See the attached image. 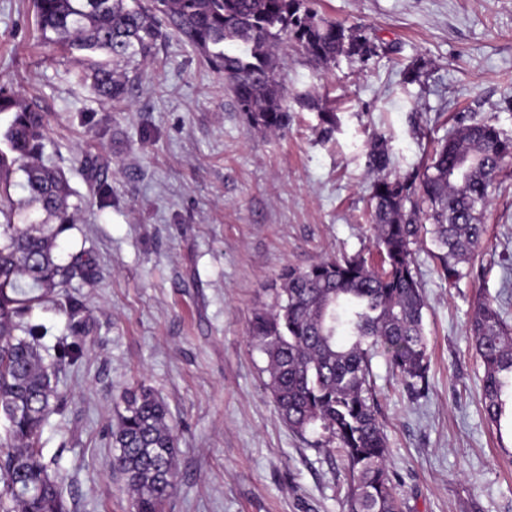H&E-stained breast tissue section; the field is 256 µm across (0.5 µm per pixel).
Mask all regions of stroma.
<instances>
[{
    "label": "stroma",
    "instance_id": "obj_1",
    "mask_svg": "<svg viewBox=\"0 0 512 512\" xmlns=\"http://www.w3.org/2000/svg\"><path fill=\"white\" fill-rule=\"evenodd\" d=\"M319 15L361 26L369 61L325 65L280 39L287 130L266 135L238 112L223 76L174 35L159 41L119 105L97 100L38 43L32 0H0V84L40 112L47 151L89 206L60 241L86 249L95 279L65 294L85 310L83 354L59 374L61 414L39 446L57 457L72 512H131L112 469L113 400L137 383L168 404L178 484L165 512H344L340 461L280 420L250 341L278 274L324 255L377 260L368 139L383 135L394 174L423 165L458 118L512 138V0H312ZM420 67L419 81L406 72ZM309 92L339 126L321 139ZM99 167L86 179L74 156ZM485 244L457 285L434 245L416 251L427 302L429 390L412 396L384 355L372 360L379 418L402 512H512V424L492 425L468 321L479 295L512 325V165L485 216Z\"/></svg>",
    "mask_w": 512,
    "mask_h": 512
}]
</instances>
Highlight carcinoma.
<instances>
[{
    "label": "carcinoma",
    "mask_w": 512,
    "mask_h": 512,
    "mask_svg": "<svg viewBox=\"0 0 512 512\" xmlns=\"http://www.w3.org/2000/svg\"><path fill=\"white\" fill-rule=\"evenodd\" d=\"M41 46L63 50L81 66L77 82L100 101L119 104L141 78V66L167 23L224 76L254 128H288V91L276 79L275 47L285 33L312 60L366 61L378 45L359 27L318 16L308 0H32ZM299 103L318 112L330 136L339 119L313 96ZM11 114L0 140V512H70L57 462L36 438L59 413L58 373L82 354L78 338L62 341L54 371L41 347L45 328L35 310L63 308V288L92 269L78 255L62 260L59 238L81 205L60 167L43 160L41 113L0 86V115ZM368 167L379 174L370 195L379 268L359 252L283 268L271 309L254 312L249 337L267 359L266 386L288 428L321 430L320 445L340 452L348 476L346 512H402L379 420L371 359L382 351L412 395L429 386L423 291L412 245L420 222L431 225L440 276H465L485 227L481 219L512 140L489 123H459L418 171L391 175L382 138L367 144ZM26 195L13 198L15 175ZM483 366L486 418L500 426L512 390V328L493 300L478 297L468 322ZM112 469L131 496L132 512H163L177 477V438L167 405L138 384L115 403Z\"/></svg>",
    "instance_id": "obj_1"
}]
</instances>
